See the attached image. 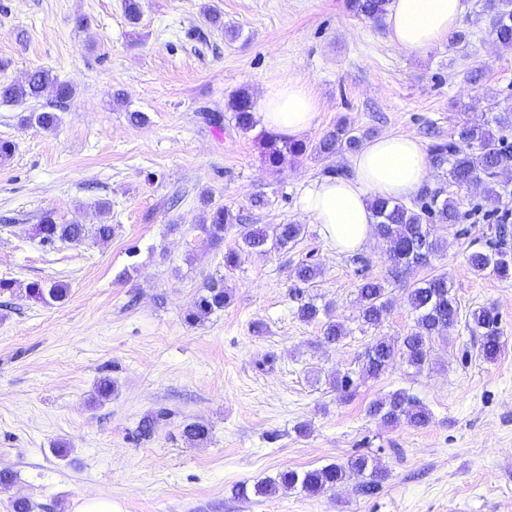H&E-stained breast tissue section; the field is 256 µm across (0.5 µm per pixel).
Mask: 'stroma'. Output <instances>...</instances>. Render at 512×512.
<instances>
[{
    "label": "stroma",
    "mask_w": 512,
    "mask_h": 512,
    "mask_svg": "<svg viewBox=\"0 0 512 512\" xmlns=\"http://www.w3.org/2000/svg\"><path fill=\"white\" fill-rule=\"evenodd\" d=\"M465 2L457 29L466 42L409 51L345 0H140L134 25L124 0H0V82L47 69L75 90L63 104L49 92L0 102V140L15 146L0 161V279L14 284L0 293V471L15 476L0 485V512L19 498L33 512H73L84 495L110 498L113 512H512V279L474 273L465 260L490 217L473 214L463 237L440 225L446 250L400 280L374 240L358 271L299 207L309 182L350 168L351 154L269 170L228 108L240 90L257 99L300 78L318 101L305 141L343 119L370 138L448 139L459 121H486L490 103L512 106V50L490 36L482 0ZM210 9L223 28L210 27ZM33 111L57 113L56 129L23 123ZM133 112L145 122L132 124ZM212 112L222 123L209 122ZM205 194L242 224L297 223L306 233L286 250L241 252L225 270L241 224L210 246L199 228ZM256 194L267 206H252ZM48 212L114 232L46 244L34 228ZM305 259L322 273L304 290L292 272ZM433 271L448 275L461 313L498 308V358L479 357L460 323L434 343L423 372L397 357L339 398L332 377L358 371L374 337L398 343L411 332L408 293ZM365 275L389 299L376 328L359 320ZM211 276L223 278L229 305L187 323ZM59 280L64 302L26 294L31 282ZM301 293L329 305L346 337L325 343L321 323L300 321ZM105 376L115 391L99 404ZM400 388L426 406V425L387 427L369 415ZM161 408L169 419L137 438L140 420ZM190 422L209 427L207 441L185 442ZM362 454L388 472L370 494L359 476L315 496L240 491Z\"/></svg>",
    "instance_id": "stroma-1"
}]
</instances>
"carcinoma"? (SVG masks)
I'll return each mask as SVG.
<instances>
[{"label": "carcinoma", "mask_w": 512, "mask_h": 512, "mask_svg": "<svg viewBox=\"0 0 512 512\" xmlns=\"http://www.w3.org/2000/svg\"><path fill=\"white\" fill-rule=\"evenodd\" d=\"M346 3L353 16L380 23L388 12L390 0H346ZM484 11L487 12L494 41L503 48L511 49L512 0H485ZM49 88L60 102L70 99L74 94L70 84L58 80L46 70H38L21 81L0 83V102L25 104L39 99ZM229 109L237 128L243 133L256 129L254 102L248 92L242 90L232 97ZM490 111L494 112L492 121L496 129L464 121L455 127L453 138L432 144L429 152L433 166L440 168L449 165L448 180L452 184L467 188L477 185L484 204L492 207V212L496 213L503 198L512 195V191L499 180L500 171L512 161V151L503 135L505 131H512V108H501L494 103ZM256 138L263 146L264 163L272 171L306 155L329 157L355 150L361 142V136L345 120L326 131L314 143L289 141L264 130ZM369 206L375 219L373 236L386 245V261L396 277L413 264H429L431 258L445 250L446 239L437 234L436 225L454 227L461 224L463 218L459 203L450 196H444L441 188L421 190L417 205L413 208L401 201L383 198L371 200ZM237 221V216L230 209L212 206L206 211L201 230L210 245L218 246L224 242L226 226ZM507 221L508 214H502L498 223L491 228L485 247L467 255V264L473 272L482 273L490 268L503 279L512 278V261L508 260V253L512 252V229ZM305 229L304 224H274L264 228L243 224L240 240L244 247L255 251L282 250L294 246L304 236ZM35 232L42 241L49 244L57 241L77 244L89 235L107 241L112 237L113 228L110 224H97L91 229L83 224H59L51 214L46 213L40 224L36 225ZM293 274L301 284L309 288L321 275V268L312 261L304 260L296 265ZM26 292L31 298L60 302L68 296L69 287L60 281H35L27 285ZM358 292L362 324L378 326L388 308L386 288L382 281L365 276ZM230 299V294L224 288V278L212 277L206 282L192 310L187 313L186 320L196 321L222 311ZM408 303L415 316L414 328L403 337L398 348L383 336L375 337L365 350L358 378L379 377L397 355L409 366L422 370L429 364L432 343L446 338L448 329L459 322L460 308L452 282L445 273L435 274L411 288ZM296 314L300 320L311 323L319 320L322 315H329V309L309 299L299 304ZM500 322V313L493 306L474 309L466 322L469 331L480 337L478 354L485 360H493L501 353L503 344ZM322 335L326 342L334 344L346 336V330L343 325L329 319L322 324ZM333 385L342 398L348 399L353 395L355 379L346 373L335 377ZM369 413L387 426L405 422L417 427L428 421L425 406L406 389L395 390L373 401ZM168 417L169 413L161 409L143 418L138 425L139 435L151 436ZM182 435L190 443L203 442L209 437V428L197 422L188 423L184 425ZM355 475L368 477L363 484L367 492L377 489L387 477L386 471L379 465L370 462L365 455H358L344 465L329 464L301 472L283 471L276 479L255 484L254 493L270 496L281 487H298L308 494L318 495Z\"/></svg>", "instance_id": "carcinoma-1"}]
</instances>
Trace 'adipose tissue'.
<instances>
[{"label": "adipose tissue", "mask_w": 512, "mask_h": 512, "mask_svg": "<svg viewBox=\"0 0 512 512\" xmlns=\"http://www.w3.org/2000/svg\"><path fill=\"white\" fill-rule=\"evenodd\" d=\"M463 0H392L387 23L391 41L415 51L435 45L454 32ZM317 100L298 79L271 85L256 105L261 127L290 139L311 127ZM351 177H325L310 182L300 209L341 251H354L372 234L374 197L403 200L412 196L429 174L427 152L418 139L384 135L365 142L352 158Z\"/></svg>", "instance_id": "adipose-tissue-1"}]
</instances>
